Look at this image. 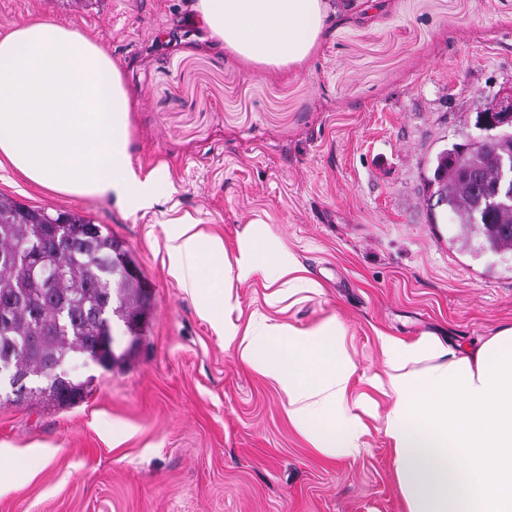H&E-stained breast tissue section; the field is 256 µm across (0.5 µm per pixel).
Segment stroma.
Returning <instances> with one entry per match:
<instances>
[{
  "instance_id": "stroma-1",
  "label": "stroma",
  "mask_w": 512,
  "mask_h": 512,
  "mask_svg": "<svg viewBox=\"0 0 512 512\" xmlns=\"http://www.w3.org/2000/svg\"><path fill=\"white\" fill-rule=\"evenodd\" d=\"M190 0H0V33L35 18L79 29L131 96L130 151L167 179L151 207L45 190L0 167V195L72 211L127 252L146 302L136 333L113 320L112 367L87 357L91 391L70 406L0 391V512H405L385 417L367 377L380 339L467 346L512 326V252L458 240L431 209L436 156L482 140L512 86V0H343L300 66L245 62L188 20ZM190 217L229 256L285 250L304 280H234L228 320L308 328L333 316L375 399L367 450L327 461L290 422L270 379L224 345L165 242Z\"/></svg>"
}]
</instances>
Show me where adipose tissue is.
Wrapping results in <instances>:
<instances>
[{
    "label": "adipose tissue",
    "instance_id": "ef3b65f1",
    "mask_svg": "<svg viewBox=\"0 0 512 512\" xmlns=\"http://www.w3.org/2000/svg\"><path fill=\"white\" fill-rule=\"evenodd\" d=\"M193 18L255 65H301L313 52L334 0H195ZM130 97L111 57L78 29L34 20L0 35V161L46 190L109 197L129 210L150 206L159 181L140 175L129 151ZM171 272L198 288L206 266L227 280L263 271L269 284L299 273L288 253L260 247L229 258L196 225L167 237ZM227 294L206 299L226 345L272 379L289 419L320 457L357 459L373 406L351 397L357 366L336 318L297 329L258 317L223 321ZM385 369L370 379L392 401L386 434L406 512H512V326L461 348L422 337L386 336Z\"/></svg>",
    "mask_w": 512,
    "mask_h": 512
}]
</instances>
